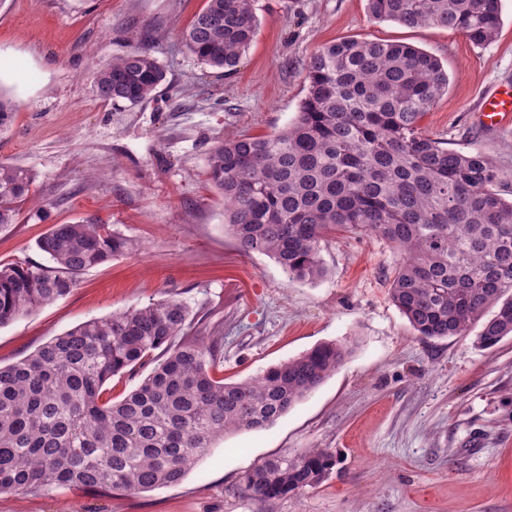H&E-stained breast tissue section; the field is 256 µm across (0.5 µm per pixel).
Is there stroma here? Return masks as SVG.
<instances>
[{
  "mask_svg": "<svg viewBox=\"0 0 512 512\" xmlns=\"http://www.w3.org/2000/svg\"><path fill=\"white\" fill-rule=\"evenodd\" d=\"M206 0H0V90L16 105L0 162L29 169L30 197L0 232V263L48 266L37 239L94 219L131 250L86 270L53 303L0 326V364L75 326L171 295L200 326H222L217 379L253 378L325 341L347 361L274 425L226 434L176 486L131 496L49 489L0 494V512H512V337L420 339L389 299L399 262L385 241L339 232L322 244L326 275L288 281L242 254L206 175L215 141L270 135L297 115L306 64L341 38L411 44L437 58L448 91L421 122L449 148L478 151L512 198V126L479 123L482 96L512 85V0L497 38L477 47L436 26L370 17L367 0H257L256 37L235 73L201 64L183 34ZM146 49L165 73L139 105L99 98L93 74ZM327 448L338 463L317 488L278 500L242 494L263 460Z\"/></svg>",
  "mask_w": 512,
  "mask_h": 512,
  "instance_id": "obj_1",
  "label": "stroma"
}]
</instances>
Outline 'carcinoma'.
<instances>
[{
    "instance_id": "obj_1",
    "label": "carcinoma",
    "mask_w": 512,
    "mask_h": 512,
    "mask_svg": "<svg viewBox=\"0 0 512 512\" xmlns=\"http://www.w3.org/2000/svg\"><path fill=\"white\" fill-rule=\"evenodd\" d=\"M370 17L433 25L475 46L494 41L501 0H367ZM258 29L255 0H207L183 39L204 65L232 73ZM293 123L268 136L212 147L209 179L224 196L225 225L244 254L274 259L290 281L326 274L321 242L333 231L374 235L400 255L389 296L427 340L461 336L491 305L478 343L512 336V200L481 154L451 150L420 121L448 91V73L411 45L343 38L307 63ZM165 74L133 50L95 72L99 97L138 104ZM34 182L0 164V230ZM54 264H0V325L73 288L85 270L131 243L93 220L54 224L37 241ZM189 306L168 296L91 319L0 366V494L81 488L124 496L180 483L229 431L265 429L315 391L353 345L331 341L234 383L214 379L221 336L194 335ZM127 395L102 397L112 377L156 350ZM336 466L327 448L283 454L246 471L241 491L261 500L320 486Z\"/></svg>"
}]
</instances>
